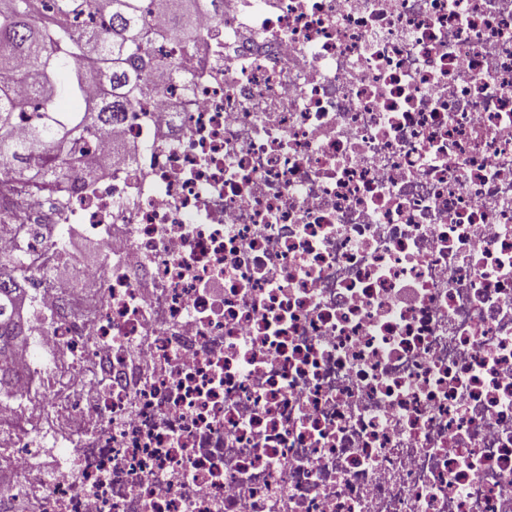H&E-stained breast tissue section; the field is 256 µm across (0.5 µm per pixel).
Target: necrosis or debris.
<instances>
[{
	"instance_id": "1",
	"label": "necrosis or debris",
	"mask_w": 512,
	"mask_h": 512,
	"mask_svg": "<svg viewBox=\"0 0 512 512\" xmlns=\"http://www.w3.org/2000/svg\"><path fill=\"white\" fill-rule=\"evenodd\" d=\"M149 20L161 97L0 206V512H512V0ZM24 257L0 260V389L13 387L21 377L15 363V349L28 334V326L20 316L21 303L26 295L20 271Z\"/></svg>"
}]
</instances>
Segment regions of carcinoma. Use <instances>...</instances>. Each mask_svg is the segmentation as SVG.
I'll return each mask as SVG.
<instances>
[{"label":"carcinoma","instance_id":"cac0c4a2","mask_svg":"<svg viewBox=\"0 0 512 512\" xmlns=\"http://www.w3.org/2000/svg\"><path fill=\"white\" fill-rule=\"evenodd\" d=\"M171 22V32L184 43L200 38L199 15L217 8L219 0H154ZM146 0H0V175L44 185L69 181L74 150L81 139L103 134L158 90L145 81L153 70L175 68L170 59L149 52L164 33L146 21ZM98 9L106 26L83 15ZM24 81L36 102L29 106L11 83ZM109 87L97 101L82 100L88 84ZM61 95L81 107L60 112ZM37 120L21 140L12 135L17 113L26 107ZM24 257L0 260V388L15 385L20 371L15 349L28 334L20 316L26 295L20 271Z\"/></svg>","mask_w":512,"mask_h":512}]
</instances>
